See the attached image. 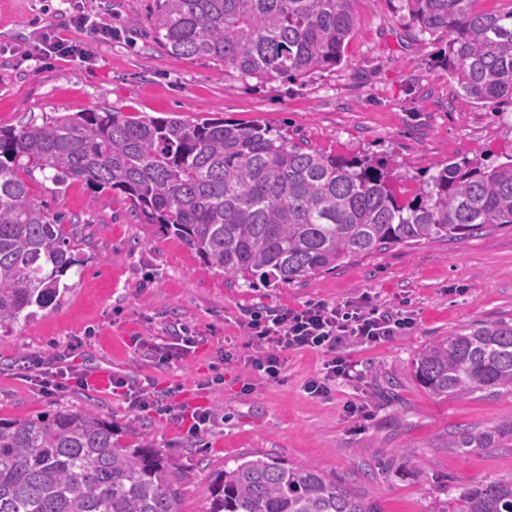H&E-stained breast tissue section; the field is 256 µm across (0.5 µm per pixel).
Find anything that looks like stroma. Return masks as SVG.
I'll return each mask as SVG.
<instances>
[{
	"mask_svg": "<svg viewBox=\"0 0 512 512\" xmlns=\"http://www.w3.org/2000/svg\"><path fill=\"white\" fill-rule=\"evenodd\" d=\"M399 5L359 0L339 66L302 85L259 87L209 62L170 55L143 25L155 0H0V127L98 108L260 121L327 154L386 159L407 198L434 162L491 164L512 150V107L460 104L442 62L446 36L410 38ZM80 11L111 26V39L94 40L74 26L70 18ZM49 30L86 45L90 59L37 54ZM32 189L75 217L81 266L68 273V289L54 306L31 323L0 330V419L87 408L124 441L149 437L183 476L180 512H205L212 477L252 453L313 464L378 512H436L448 498L446 479L471 484L512 476V447L462 454L443 445L461 428L512 424V392L441 398L415 376L418 354L433 341L474 321L512 318L511 230L491 229L465 243L394 247L276 288H240L206 271L177 238L140 223L122 195L96 193L79 181L57 193L41 177ZM363 294L382 307L413 311L417 324L391 341L348 349L360 383L307 393L306 383L323 368L315 351L289 353L279 382L248 366L246 310L336 304ZM175 325L202 338L183 361L162 366L154 351L135 348L138 337L166 344ZM71 345L82 371L152 383L175 410L210 411L212 427L190 436L173 414L131 411L108 384L43 393L27 358ZM221 347L232 352L231 362L218 361ZM415 462L421 472H413Z\"/></svg>",
	"mask_w": 512,
	"mask_h": 512,
	"instance_id": "stroma-1",
	"label": "stroma"
}]
</instances>
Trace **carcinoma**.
<instances>
[{
	"label": "carcinoma",
	"instance_id": "cac0c4a2",
	"mask_svg": "<svg viewBox=\"0 0 512 512\" xmlns=\"http://www.w3.org/2000/svg\"><path fill=\"white\" fill-rule=\"evenodd\" d=\"M149 28L168 52L259 84L340 64L360 0H157ZM476 0H402L407 27L448 36L444 61L464 103L512 105V12ZM60 188L117 192L132 210L254 288L277 287L396 246L463 242L512 227V152L495 165L449 158L410 200L370 156L313 151L264 124L93 109L0 127V329L37 316L80 265L73 220L32 195L34 172ZM431 394L512 390V320L465 325L426 347ZM445 447L511 448L512 424L468 427ZM207 512H377L311 464L264 455L216 473ZM179 475L148 441L124 444L88 410L0 421V512H180ZM441 512H512V477L448 483Z\"/></svg>",
	"mask_w": 512,
	"mask_h": 512
}]
</instances>
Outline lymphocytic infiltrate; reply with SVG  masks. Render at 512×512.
<instances>
[{
	"label": "lymphocytic infiltrate",
	"instance_id": "f902f5d3",
	"mask_svg": "<svg viewBox=\"0 0 512 512\" xmlns=\"http://www.w3.org/2000/svg\"><path fill=\"white\" fill-rule=\"evenodd\" d=\"M416 325L405 310H387L369 296L342 303L310 302L302 307L263 308L248 311L246 328L255 348L249 361L267 379L280 380L289 353L311 350L325 357L321 377L311 380L309 393L325 395L339 379L360 381L346 356L353 345L375 346L403 335Z\"/></svg>",
	"mask_w": 512,
	"mask_h": 512
}]
</instances>
